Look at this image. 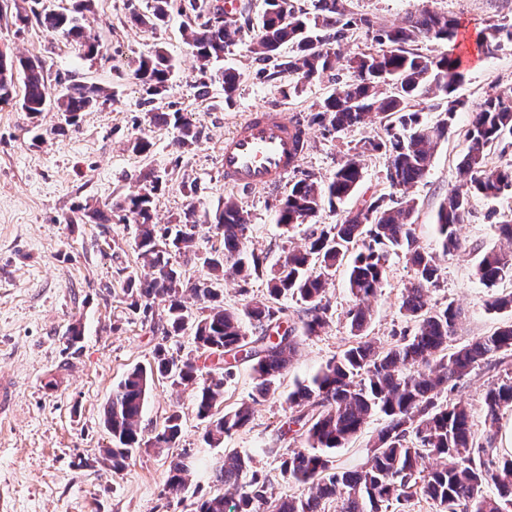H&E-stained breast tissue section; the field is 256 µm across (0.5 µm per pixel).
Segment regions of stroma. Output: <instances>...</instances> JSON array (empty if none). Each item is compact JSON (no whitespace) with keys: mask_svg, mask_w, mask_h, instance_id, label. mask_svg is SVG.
<instances>
[{"mask_svg":"<svg viewBox=\"0 0 512 512\" xmlns=\"http://www.w3.org/2000/svg\"><path fill=\"white\" fill-rule=\"evenodd\" d=\"M354 16L382 25L400 23L422 9L456 19L460 27L449 44L420 43L423 53H445L463 60L464 79L455 94L463 102L447 138L433 155L425 178L410 189L415 202L413 231L422 251L439 255L442 275L428 292L430 307L455 303L463 311L453 346L491 333L512 322V310L486 309L488 288L476 275V264L489 249L503 246L499 217L512 213V191L495 198L473 197L470 213L460 227L464 252L442 255L435 232L437 212L458 180L457 166L467 150L470 116L492 94L512 89V44L497 52L478 51L479 31L492 21L512 22V0H346ZM151 0H95L84 21L97 37L101 52L84 57L62 34L32 24L18 29L12 16L0 18V49L45 65L52 92L68 78L111 90L113 96L80 113L76 124H65L59 112L40 117L43 137L34 140L26 113L0 106V370L10 373L15 393L0 418V495L10 512H195L200 498L214 489L213 473L226 452L238 450L252 458L251 467L266 477L276 498L304 493L288 481L281 459L295 449L283 430L291 414L287 397L296 383L353 340L345 317L352 305L346 270L330 276L326 298L329 320L319 335L304 338L298 353L275 390L261 396L250 365L242 364L224 388V405L253 404L247 428L226 437L223 444L204 441L193 391L154 381L140 419L144 439L160 431L173 411L182 415L180 448L189 450L193 465L186 488L173 496L166 490L171 451L148 446L135 451L121 471L114 472L101 457L110 443L103 426V408L130 368L151 361L156 346L175 356L193 355L191 332L178 337L164 333L165 308L153 302L150 316L128 309L123 289L130 274L147 276L135 248V224H77L78 208L104 207L144 184L146 175H160L153 221L164 227L183 219L188 207L214 213L225 201L236 202L249 223L243 243L265 257L267 266L281 262L291 249L302 248L313 226L284 230L274 221L275 207L287 188L236 192L225 188L221 154L225 136L248 112L277 107L292 115H309L346 79L347 70L301 85L284 96V83L264 78L242 40L224 55L223 65L235 69L239 86L225 101L221 81L199 96L196 60L183 36V19L171 14L163 26L147 31L131 20L132 11L146 12ZM163 47L176 63L170 88L159 100L161 111L191 115L201 132L190 150L177 147L172 129L151 123L142 92L132 71L140 56ZM310 143L295 171L296 177L328 179L360 139L379 134L370 124L344 132L319 125L308 128ZM148 139L151 150L137 155L129 144ZM413 271L401 253H389L380 294L371 302L370 336L394 344L412 322L401 308L402 293ZM81 325L78 347L67 345L66 330ZM498 375L488 366L476 368L451 392L473 411L477 431H484L482 396Z\"/></svg>","mask_w":512,"mask_h":512,"instance_id":"stroma-1","label":"stroma"}]
</instances>
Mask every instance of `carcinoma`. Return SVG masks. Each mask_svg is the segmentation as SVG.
I'll return each mask as SVG.
<instances>
[{"mask_svg": "<svg viewBox=\"0 0 512 512\" xmlns=\"http://www.w3.org/2000/svg\"><path fill=\"white\" fill-rule=\"evenodd\" d=\"M15 21H33L43 29L60 32L86 57L100 53L97 39L86 33L82 20L91 11L93 0H75L72 13L38 8L41 0H26ZM258 33L252 37L250 52L266 64L267 78L289 76L284 95L296 93L298 82L310 81L344 66L351 79L336 84L310 121L324 129L340 132L374 119L383 124L385 136L368 137L352 148L326 181L311 178L296 181L275 213V222L290 229L314 220L324 207H335L359 188L363 179L362 158L368 152H382L388 158L385 178L394 192L372 196L360 207L345 211L335 224H324L314 232L302 250H291L268 280L266 297L237 310L224 308V270L247 279L260 275L264 258L243 245L247 216L235 203L227 201L214 215L195 211L184 220L164 229L152 223L154 195L162 178L149 174V186L106 209L86 208L77 221L112 223V213L120 221L138 224L137 251L154 270L144 280L127 277L125 296L129 308L148 312L150 301L167 306V335L186 328L194 332L199 356L178 359L162 348L153 363L130 369L112 392L103 409V424L111 436V446L102 449L103 458L114 471L124 468L132 452L142 445L140 418L145 395L154 375L174 386L195 389L197 417L205 423L204 440L216 447L250 423L251 406L240 405L221 411L224 386L233 377V363H249L258 381V391L267 393L288 370L304 337L318 334L328 324L327 279L349 254H354L347 272L353 305L347 311L355 341L332 357L306 383H298L288 395V432L302 447L281 461L288 479L307 487V494L289 499L273 498L267 481L234 452L224 456L214 482L220 485L197 505L195 512H325L324 504L336 503V512H398L415 494L436 502L440 512H512V459L493 458L496 434L491 430L500 412L512 408V323L456 350L448 339L461 319L454 303L428 307L429 289L441 276L440 259L419 249L411 218L414 200L408 190L426 175L435 145L448 133V125L462 107L454 96L464 73L459 60L446 53L425 55L417 45L424 40L452 41L458 23L443 14L423 9L399 25L374 28L364 17L347 13L344 0H315V14L294 5V0H263ZM177 10L186 17L188 44L198 62L201 77H207L213 63L253 29V0H240L235 13L224 11L220 0H153L147 14L132 13L141 27L156 29ZM356 26L389 49L382 52H355L343 55L345 30ZM479 45L491 54L503 41H512V24L494 23L484 28ZM295 47L284 61L279 49ZM173 64L161 47L141 56L133 77L147 95L144 103L163 98ZM23 76L20 99L13 97L15 76ZM224 83V98L232 100L239 75L231 70L217 72ZM432 94L442 101L441 119L433 125L422 121L415 102ZM107 90L72 81L54 94L48 85L45 66L39 59L12 58L0 52V105L15 102L35 119L53 108L66 124L75 123L78 113L109 99ZM151 122L172 128L179 147L189 150L200 139L192 119L176 110L153 112ZM468 148L459 163L460 184L448 195L437 215L442 254L461 248L458 227L470 212L475 195L495 198L512 190V164L490 170L485 166L488 150L512 146V90L487 97L472 113L466 133ZM210 224L221 246L201 258L204 275L186 279L170 266V256L182 254L189 261L198 258L191 250L198 229ZM401 251L414 272L413 282L402 296V309L414 322L411 335L386 346L365 335L370 320L367 302L376 297L383 284L384 263L391 251ZM481 282L496 288L512 278V251L485 252L476 269ZM189 292L205 303L207 314L194 316L185 305ZM291 296L303 305L301 325H288L279 301ZM206 363L201 364L199 360ZM485 363L502 369L484 392V422L488 426L481 440L472 432L471 409L461 401L444 397L467 377L476 365ZM209 368L207 378L200 379ZM375 414L385 417L370 447V457L360 469L335 464L332 453L343 448L363 431ZM181 417L170 414L163 429L151 441L155 448H172L181 432ZM184 452L169 464L166 488L171 495L186 486ZM493 487L494 492L486 491Z\"/></svg>", "mask_w": 512, "mask_h": 512, "instance_id": "carcinoma-1", "label": "carcinoma"}]
</instances>
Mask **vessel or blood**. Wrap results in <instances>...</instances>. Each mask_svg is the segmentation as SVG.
<instances>
[{"mask_svg": "<svg viewBox=\"0 0 512 512\" xmlns=\"http://www.w3.org/2000/svg\"><path fill=\"white\" fill-rule=\"evenodd\" d=\"M307 136L305 126L280 109L250 112L224 139L225 187L255 190L282 185L302 158L299 139Z\"/></svg>", "mask_w": 512, "mask_h": 512, "instance_id": "1", "label": "vessel or blood"}]
</instances>
